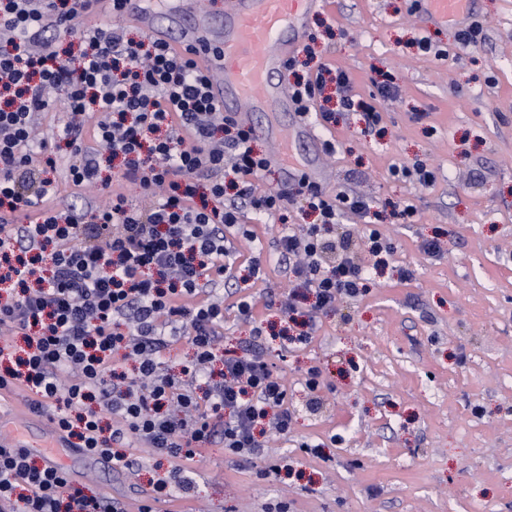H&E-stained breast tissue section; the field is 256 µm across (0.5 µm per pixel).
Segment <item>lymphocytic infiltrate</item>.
I'll list each match as a JSON object with an SVG mask.
<instances>
[{
  "mask_svg": "<svg viewBox=\"0 0 512 512\" xmlns=\"http://www.w3.org/2000/svg\"><path fill=\"white\" fill-rule=\"evenodd\" d=\"M87 2L0 0V284L13 290L0 298V331L27 343L21 355L11 339L0 344V389L26 388L31 408L51 410L72 448L119 468L133 467L124 451L132 442L179 460L142 500L139 512H153L173 491L190 494L186 466L200 448L217 441L226 453L258 457L267 434L292 428L288 388L265 358L262 327L242 354L220 345L224 300L214 290L233 276L235 240L257 239L246 215L280 226L276 251L288 263L280 337L294 346L312 343L337 301L366 296L371 268L384 266L394 246L369 223L372 203L362 196L303 178L258 192L270 157L211 97L208 73L151 36L137 41L111 24L85 31ZM62 34L83 51L62 56ZM331 80L341 109L378 126L377 107L325 64L292 85L297 112L335 123L336 111L320 105ZM56 107L69 114L59 138L76 157L73 193L95 190L104 205L55 203L54 148L33 131L39 114ZM92 112L104 118L90 126ZM127 185L148 206L133 204ZM293 203L316 223H289ZM33 209L37 218L21 223ZM349 213L362 227L342 229ZM361 240L372 266L358 257ZM183 340L192 360L165 372L163 355ZM118 350L135 362L134 377L117 373ZM202 378L209 385L200 397L193 385ZM106 416L114 420L108 431ZM0 512L127 510L117 498L85 494L31 451L0 446Z\"/></svg>",
  "mask_w": 512,
  "mask_h": 512,
  "instance_id": "f902f5d3",
  "label": "lymphocytic infiltrate"
}]
</instances>
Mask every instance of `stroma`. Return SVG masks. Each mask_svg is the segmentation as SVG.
Masks as SVG:
<instances>
[{"instance_id":"stroma-1","label":"stroma","mask_w":512,"mask_h":512,"mask_svg":"<svg viewBox=\"0 0 512 512\" xmlns=\"http://www.w3.org/2000/svg\"><path fill=\"white\" fill-rule=\"evenodd\" d=\"M471 17L484 39L462 51L457 25L429 24L417 0H323L309 13L313 53L298 47L295 56L346 71L354 94L383 114L379 134L364 132L354 112L326 129L338 149L323 158L325 188L370 197L395 251L361 301L322 315L314 342L286 351L265 341L295 410L288 437L268 444L272 469L209 445L192 465L190 495L156 512H267L279 501L292 512H512V0H476ZM424 36L447 57L420 52ZM384 75L396 100L376 95ZM417 160L435 169L432 187L390 172ZM396 203L413 205V223L392 216ZM279 230L256 224L257 243L236 245L224 286L226 352L252 342L254 324H283ZM436 237L445 250L431 257L422 245ZM256 256L262 281L246 277ZM407 268L413 279L403 278ZM249 294L257 306L247 320L234 303ZM312 368L324 381L315 412L304 387ZM308 440L322 443L321 456L301 449ZM131 452L135 468L89 471L84 492L108 487L135 504L178 465Z\"/></svg>"}]
</instances>
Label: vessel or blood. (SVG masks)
Listing matches in <instances>:
<instances>
[{
  "instance_id": "b4317fda",
  "label": "vessel or blood",
  "mask_w": 512,
  "mask_h": 512,
  "mask_svg": "<svg viewBox=\"0 0 512 512\" xmlns=\"http://www.w3.org/2000/svg\"><path fill=\"white\" fill-rule=\"evenodd\" d=\"M319 0H228L224 26L213 29L195 20L194 0H171L165 15H158L153 0H124V16L163 44L178 52L192 51L198 67L212 76L210 94L224 111L249 128L265 135L256 113L290 111V94L272 82L271 76L305 36L309 11ZM472 0H422L425 15L439 24L464 23ZM272 161L284 181L298 176L323 182L319 164L300 166L280 147Z\"/></svg>"
}]
</instances>
